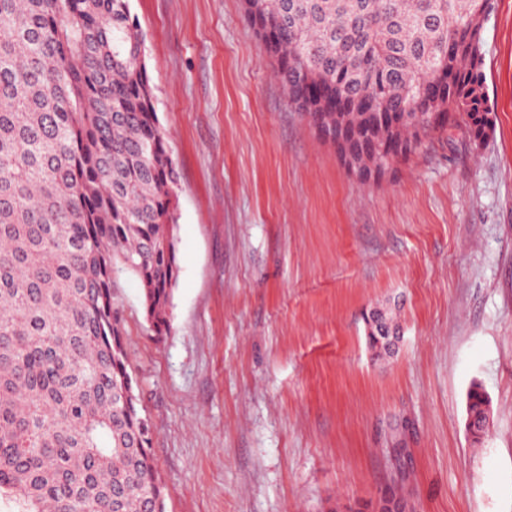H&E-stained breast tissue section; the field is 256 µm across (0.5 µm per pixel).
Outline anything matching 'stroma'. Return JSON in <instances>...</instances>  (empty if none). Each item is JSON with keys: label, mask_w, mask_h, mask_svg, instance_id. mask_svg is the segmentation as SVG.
Returning a JSON list of instances; mask_svg holds the SVG:
<instances>
[{"label": "stroma", "mask_w": 512, "mask_h": 512, "mask_svg": "<svg viewBox=\"0 0 512 512\" xmlns=\"http://www.w3.org/2000/svg\"><path fill=\"white\" fill-rule=\"evenodd\" d=\"M131 12L179 172L169 333L133 276L113 299L166 512H330L389 484L412 512H512V0L484 28L487 141L452 126L368 179L290 103L242 0ZM373 314H374L373 310H370V312L367 313L366 317H365L366 336H367V340H368L370 347L372 349H376V348H379V345H380L382 351L385 354L394 353L399 344L400 338H401L400 332L393 331V330H387L383 324V321L377 317H374L371 324H372L373 329L377 330L378 332L369 334L367 331V325L372 320ZM378 342H379V345H378ZM490 404L491 401L481 385L473 383L467 395L466 405V410L473 416V422H465V428L468 437L474 443L481 442L488 433L483 425V417Z\"/></svg>", "instance_id": "1"}]
</instances>
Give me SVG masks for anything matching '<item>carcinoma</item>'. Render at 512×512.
Masks as SVG:
<instances>
[{"mask_svg":"<svg viewBox=\"0 0 512 512\" xmlns=\"http://www.w3.org/2000/svg\"><path fill=\"white\" fill-rule=\"evenodd\" d=\"M494 0H248L276 76L311 120L389 165L466 117L493 126L483 28ZM130 0H0V496L18 512H165L134 393L121 274L168 328L178 172ZM491 401L472 384L475 443Z\"/></svg>","mask_w":512,"mask_h":512,"instance_id":"1","label":"carcinoma"}]
</instances>
